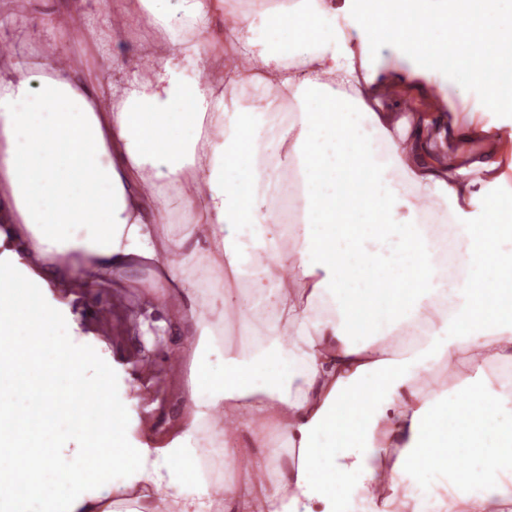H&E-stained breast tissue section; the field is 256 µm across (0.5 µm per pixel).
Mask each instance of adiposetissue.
Here are the masks:
<instances>
[{
	"instance_id": "adipose-tissue-1",
	"label": "adipose tissue",
	"mask_w": 512,
	"mask_h": 512,
	"mask_svg": "<svg viewBox=\"0 0 512 512\" xmlns=\"http://www.w3.org/2000/svg\"><path fill=\"white\" fill-rule=\"evenodd\" d=\"M89 0H54L52 40L41 60L9 36L21 14L0 11V314L36 319L60 337L42 292L127 285L137 266L157 273L174 305L159 327L186 336L180 377L184 415L164 445L129 442L135 402L124 379L112 397V465L98 494L60 496L55 457L40 461L39 500L65 512H211L216 461L240 467L225 512H432L428 485L454 481L448 512H512V486L479 456L456 468L433 461L440 436L458 428L455 407L483 393L512 403V309L496 284L442 280L495 252L494 218L512 211V189L493 161L444 167L433 160V120L394 118L385 101L422 94L447 65L421 55L404 19H378L369 0H284L254 17L227 0H134L91 28L102 63H65L69 20ZM150 29L165 50L107 51L108 31ZM306 49H298L295 33ZM224 44L220 79L206 76ZM264 100L252 111L245 98ZM289 179L290 191L272 192ZM183 200L185 232L169 223L168 190ZM385 192L376 222L397 226L422 263L411 287L360 337L355 301L375 286L350 285L356 238L329 230L336 214L366 211ZM222 260L238 283V335L224 334L220 285L201 261ZM221 361H213L215 350ZM467 354L456 384L443 373ZM279 433L283 456L240 466L228 450L241 430ZM478 470V482L460 475ZM167 488L163 499L155 491Z\"/></svg>"
}]
</instances>
